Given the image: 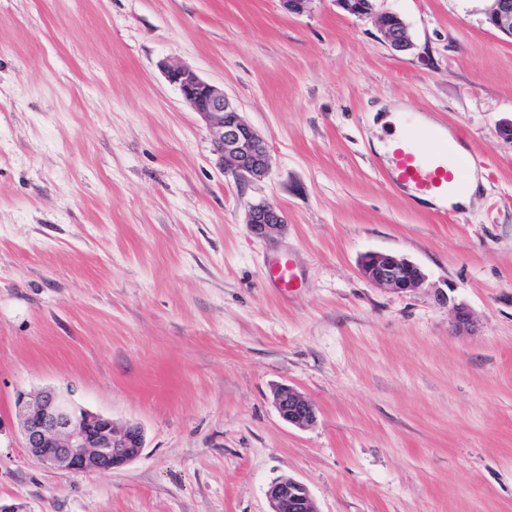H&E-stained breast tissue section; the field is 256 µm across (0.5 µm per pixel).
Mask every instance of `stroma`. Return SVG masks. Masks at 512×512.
Returning <instances> with one entry per match:
<instances>
[{"instance_id": "35a3bbf8", "label": "stroma", "mask_w": 512, "mask_h": 512, "mask_svg": "<svg viewBox=\"0 0 512 512\" xmlns=\"http://www.w3.org/2000/svg\"><path fill=\"white\" fill-rule=\"evenodd\" d=\"M487 7L376 0L409 27L400 53L336 0H0V502L269 512L289 475L320 512H512V39ZM165 61L238 101L268 177L219 167ZM390 102L484 170L468 208L386 180ZM261 202L282 232H249ZM368 251L419 265L423 288L362 278ZM281 257L286 292L266 281ZM280 385L314 427L279 417ZM48 389L139 423L141 457L35 463L15 398ZM251 233L257 236H270L286 224L281 209L272 203L264 202L251 206L245 218ZM274 404L281 419L290 425L305 428L317 422L313 402L288 385L280 386L275 390Z\"/></svg>"}]
</instances>
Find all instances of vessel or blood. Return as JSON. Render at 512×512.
I'll return each mask as SVG.
<instances>
[{"label":"vessel or blood","mask_w":512,"mask_h":512,"mask_svg":"<svg viewBox=\"0 0 512 512\" xmlns=\"http://www.w3.org/2000/svg\"><path fill=\"white\" fill-rule=\"evenodd\" d=\"M459 165L451 144L439 141L428 149L416 137L408 135L392 151L384 175L399 189L444 197L460 186L455 178Z\"/></svg>","instance_id":"b4317fda"}]
</instances>
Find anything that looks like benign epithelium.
I'll return each mask as SVG.
<instances>
[{
  "label": "benign epithelium",
  "mask_w": 512,
  "mask_h": 512,
  "mask_svg": "<svg viewBox=\"0 0 512 512\" xmlns=\"http://www.w3.org/2000/svg\"><path fill=\"white\" fill-rule=\"evenodd\" d=\"M357 17L376 16L380 34L395 51L412 47L408 24L397 13H375L370 0H336ZM487 24L512 39V0H491ZM167 80L184 102L209 126L218 163L242 181H259L270 172V153L265 139L241 115L224 88L208 82L182 65L165 67ZM251 233L270 236L286 224L281 209L264 202L251 206L245 218ZM360 274L371 283L405 293L426 281L414 262L392 254L369 251L359 261ZM274 404L282 420L305 428L317 422L313 402L296 389L283 385L274 392ZM25 448L38 463L77 472L111 471L137 460L145 447L143 427L136 422L118 424L111 417L75 405L63 393L46 390L36 396H16ZM270 512H318L308 488L291 477H280L266 491Z\"/></svg>",
  "instance_id": "benign-epithelium-1"
}]
</instances>
